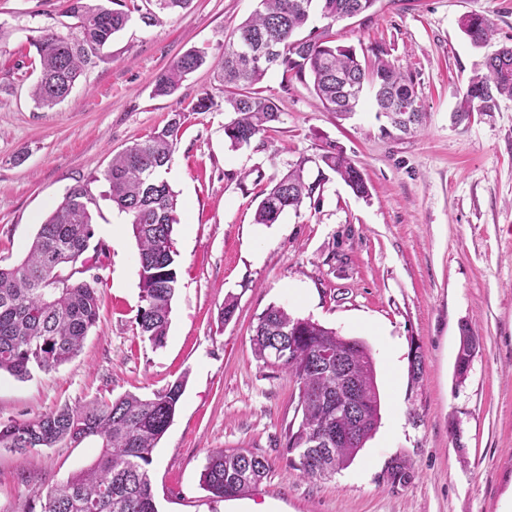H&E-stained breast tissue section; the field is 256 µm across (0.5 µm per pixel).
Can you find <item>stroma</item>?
<instances>
[{"label": "stroma", "instance_id": "stroma-1", "mask_svg": "<svg viewBox=\"0 0 512 512\" xmlns=\"http://www.w3.org/2000/svg\"><path fill=\"white\" fill-rule=\"evenodd\" d=\"M259 0H192L148 26L132 17L53 109L29 96L37 77L31 40L69 34L67 0H0V265L24 258L67 188L89 183L96 199L100 317L82 350L56 371L20 381L0 375V423L63 406L143 397L179 376L187 384L172 425L153 453L159 512H512V100L457 122L455 108L485 50L461 22L488 18L487 50L512 45V0H377L336 22L356 48L383 44L416 79L421 128L382 137L371 108L340 121L302 83L270 71L263 87L282 115L264 136L230 150L224 141V44ZM192 49L209 54L170 96L157 74ZM215 102L192 111L202 95ZM183 112L165 178L177 196L179 290L163 347L138 336L137 245L113 208L101 174L113 155L161 131ZM341 146L370 195L355 196L319 161ZM303 163L322 186L299 211L258 224V194ZM237 308L219 314L227 297ZM271 306L312 318L369 346L381 398L380 425L346 469L307 478L288 461L286 431L298 389L283 370L257 361L251 326ZM480 340L468 375L454 365L461 327ZM424 367L410 375L413 349ZM240 448L269 470L249 494L220 501L202 486L210 451ZM97 442L0 451V512H41L36 487L89 467ZM409 461L393 486L387 468Z\"/></svg>", "mask_w": 512, "mask_h": 512}]
</instances>
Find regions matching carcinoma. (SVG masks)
Returning <instances> with one entry per match:
<instances>
[{
  "label": "carcinoma",
  "instance_id": "1",
  "mask_svg": "<svg viewBox=\"0 0 512 512\" xmlns=\"http://www.w3.org/2000/svg\"><path fill=\"white\" fill-rule=\"evenodd\" d=\"M155 10L140 15L147 26L191 0H153ZM376 0H260V8L242 22L224 45L217 67L224 82V111L233 117L224 124L225 140L233 150L249 145L270 124L281 121L282 112L261 83L272 70L282 81L306 85L336 118L351 117L360 105L353 90L380 88L376 112H418V91L413 74L388 59L380 44L360 58L356 49L336 43L332 26L311 29L314 12L324 19L370 11ZM68 12L76 19L73 30L61 36L42 30L31 45L39 57L40 72L31 89L39 108H52L71 93L85 67L104 60L103 47L131 19V11L113 9L89 0H69ZM462 30L474 48L493 36L490 20L471 15ZM207 62V52L194 49L173 61L154 83V93L174 94L187 76ZM512 98V46L483 61L470 77L456 110L458 121L476 112H495L502 98ZM181 113L166 127L114 155L103 172L112 204L130 217L138 247L141 306L136 318L139 335L154 347L164 345L170 326L172 302L179 286L174 249L178 223L177 195L162 177L174 151ZM334 172L361 198L370 195L362 171L345 151L328 143L320 155ZM262 191L254 221L274 224L288 210L299 211L321 182L309 183L299 162L272 179ZM94 196L87 182L67 189L64 200L40 225L22 262L0 267V373L24 381L34 371L49 373L68 362L99 318L97 286L71 273L95 235ZM294 335L296 354L289 359L270 357L273 343L285 344ZM253 352L257 360L276 366L297 384L298 426H288L289 464L308 478L328 477L348 467L377 430L380 395L375 363L368 345L342 336L311 318L291 316L284 308L270 306L258 315L253 328ZM331 358L343 354L357 375L366 424L346 445L313 448L310 434L322 414L336 415V405L326 407L321 396L332 393L336 374L317 353ZM186 376L142 398L126 393L110 402L78 407L64 406L42 416L0 425V449L25 456L37 448H53L69 441L80 444L94 439L99 444L95 462L47 490H37L41 512H158L150 466L153 452L171 426L184 393ZM393 479L411 478L407 460L396 458L389 466ZM267 471L257 454L218 448L208 456L202 483L218 499L241 497L256 488Z\"/></svg>",
  "mask_w": 512,
  "mask_h": 512
}]
</instances>
